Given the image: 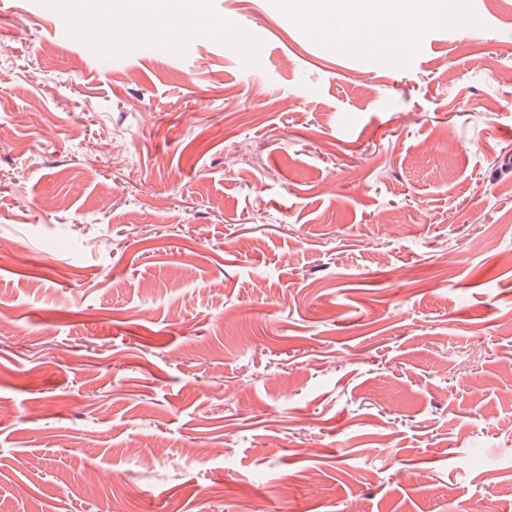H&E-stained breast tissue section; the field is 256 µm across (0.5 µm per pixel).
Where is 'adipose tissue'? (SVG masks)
I'll return each mask as SVG.
<instances>
[{"instance_id": "adipose-tissue-1", "label": "adipose tissue", "mask_w": 512, "mask_h": 512, "mask_svg": "<svg viewBox=\"0 0 512 512\" xmlns=\"http://www.w3.org/2000/svg\"><path fill=\"white\" fill-rule=\"evenodd\" d=\"M291 6L304 24L323 26L334 40L387 54L413 40L423 23L459 20L448 0H291ZM123 8L141 19L128 30L135 38L160 33L186 36L210 23L203 0H181L163 27L153 22L155 0H125Z\"/></svg>"}]
</instances>
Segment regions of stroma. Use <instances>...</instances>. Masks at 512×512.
<instances>
[{"label": "stroma", "mask_w": 512, "mask_h": 512, "mask_svg": "<svg viewBox=\"0 0 512 512\" xmlns=\"http://www.w3.org/2000/svg\"><path fill=\"white\" fill-rule=\"evenodd\" d=\"M451 2L0 0V512H512V0ZM170 15L169 23L166 26H156L153 17L157 13L155 1L152 0H126L123 4L124 11L128 14L140 16L141 23L129 28L125 35L134 38H150L158 33L174 34L180 36L192 34L195 30L210 25L202 0H183ZM308 26L355 48L391 54L413 40L423 23L461 24L447 0H291ZM328 19L330 21H328Z\"/></svg>", "instance_id": "1"}]
</instances>
